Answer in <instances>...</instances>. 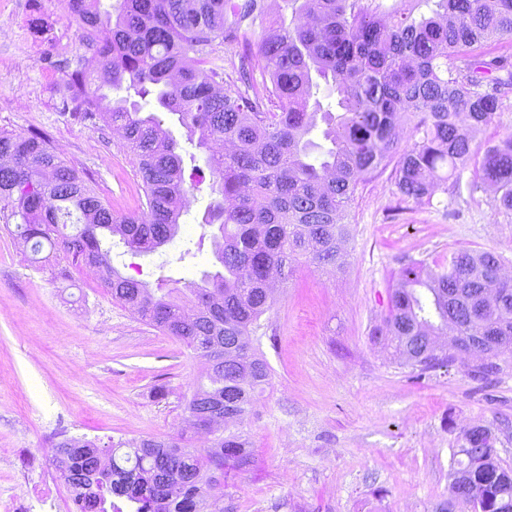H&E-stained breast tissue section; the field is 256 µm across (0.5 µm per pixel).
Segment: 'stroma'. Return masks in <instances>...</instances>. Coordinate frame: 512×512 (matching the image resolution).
<instances>
[{
    "mask_svg": "<svg viewBox=\"0 0 512 512\" xmlns=\"http://www.w3.org/2000/svg\"><path fill=\"white\" fill-rule=\"evenodd\" d=\"M0 128L46 136L90 178L117 214L138 211L137 162L103 121L68 112L58 60L84 51L83 33L56 0H0ZM439 188L431 204L399 202L391 170L361 185L352 204L347 261L322 270L303 262L277 283L250 342L271 383L240 426L251 463L224 468V512H433L463 430L493 427L501 466L512 471V354L475 376L478 355L419 373L395 359L379 334L400 269H436L467 248L499 254L512 270V211L493 189ZM209 187L195 195L172 242L134 255L112 245L122 274L181 288L215 262L203 224ZM205 361L113 302L84 268L34 257L0 223V512L38 479L72 512V494L45 447L73 437L169 438L185 428V404Z\"/></svg>",
    "mask_w": 512,
    "mask_h": 512,
    "instance_id": "1",
    "label": "stroma"
}]
</instances>
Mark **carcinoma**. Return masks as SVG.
<instances>
[{"label":"carcinoma","mask_w":512,"mask_h":512,"mask_svg":"<svg viewBox=\"0 0 512 512\" xmlns=\"http://www.w3.org/2000/svg\"><path fill=\"white\" fill-rule=\"evenodd\" d=\"M99 0H70L89 54L65 70L70 91L65 108L88 120L102 116L123 131L138 161L144 222L118 215L78 170L41 134L0 129V218L18 220L16 234L38 254L103 270L112 299L134 307L148 324L178 338L194 353L221 362L206 367L187 401V428L197 433L220 413L224 431L198 449L186 433L102 445L97 439L56 441L60 478L72 492L75 512H204L224 483V462H251L248 441L236 426L250 415L256 391L270 384L266 359L244 343L261 328L272 306L268 280L304 258L335 268L346 257L345 219L358 187L394 164L393 184L402 202L431 203L440 171L463 169L473 155L461 125L481 127L498 111L497 86L512 85V61L481 60L474 47L512 38V0H436L429 16H414L410 0H304L289 23L266 30L257 44L248 28L262 26L265 0H120L102 11ZM239 47L230 89L215 90L221 66L213 42ZM266 79L257 82L256 70ZM503 72L495 87L483 75ZM106 85L144 98L172 115L189 140L207 152L215 181L205 223L213 227L219 269L204 272L185 290L153 289L112 264L120 237L128 251L155 253L177 235L185 186L179 143L154 112L113 101ZM336 90L335 105L312 99L320 84ZM418 140L400 148L407 115ZM329 147L309 138L318 127ZM480 183L500 194L512 210V140L490 145L478 169ZM493 251L460 249L431 275L419 263L400 270L382 335L404 364L421 372L449 367L447 350L431 361L426 348L448 329L455 340L475 336L512 338V301L483 305L491 286L512 291ZM474 373L499 370L492 359ZM449 474L448 498L435 512L472 505L479 489L491 512H512V475L498 457L485 454L498 437L490 426L462 434Z\"/></svg>","instance_id":"carcinoma-1"}]
</instances>
